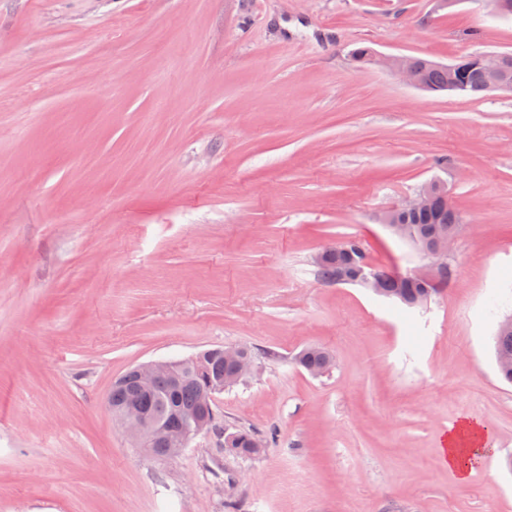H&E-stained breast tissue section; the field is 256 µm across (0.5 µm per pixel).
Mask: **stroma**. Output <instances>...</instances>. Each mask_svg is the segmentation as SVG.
<instances>
[{"instance_id": "obj_1", "label": "stroma", "mask_w": 512, "mask_h": 512, "mask_svg": "<svg viewBox=\"0 0 512 512\" xmlns=\"http://www.w3.org/2000/svg\"><path fill=\"white\" fill-rule=\"evenodd\" d=\"M512 52L491 0H0V512H512V96L428 93L350 60ZM432 178L467 229L427 305L321 278ZM248 346L173 459L108 405L151 361ZM324 347L319 377L293 358ZM494 448L467 479L449 425ZM266 443L240 458L226 434ZM482 426L468 418H462L448 427L441 448L442 462L460 479H466L474 469L482 453L490 450Z\"/></svg>"}]
</instances>
